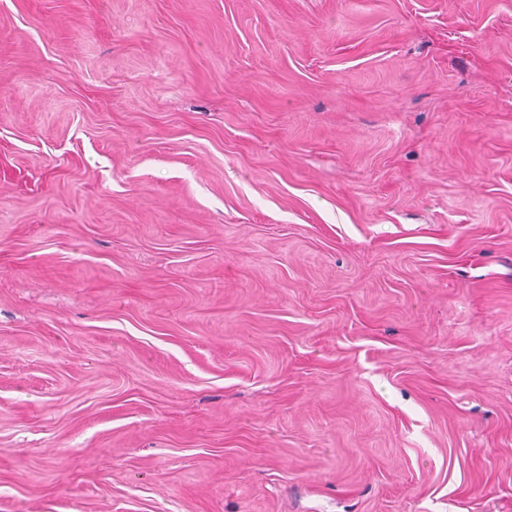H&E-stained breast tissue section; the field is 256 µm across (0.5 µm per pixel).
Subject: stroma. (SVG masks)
Listing matches in <instances>:
<instances>
[{
    "instance_id": "stroma-1",
    "label": "stroma",
    "mask_w": 512,
    "mask_h": 512,
    "mask_svg": "<svg viewBox=\"0 0 512 512\" xmlns=\"http://www.w3.org/2000/svg\"><path fill=\"white\" fill-rule=\"evenodd\" d=\"M0 512H512V0H0Z\"/></svg>"
}]
</instances>
